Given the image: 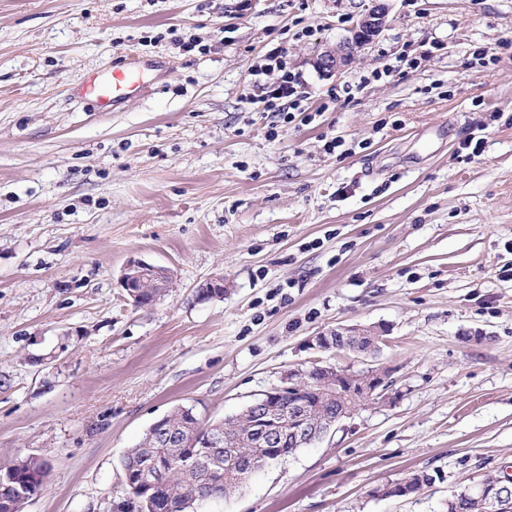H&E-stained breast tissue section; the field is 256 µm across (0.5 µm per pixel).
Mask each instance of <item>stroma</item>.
<instances>
[{
	"label": "stroma",
	"instance_id": "1",
	"mask_svg": "<svg viewBox=\"0 0 512 512\" xmlns=\"http://www.w3.org/2000/svg\"><path fill=\"white\" fill-rule=\"evenodd\" d=\"M236 3L0 0V465H50L24 512H112L157 419L235 416L320 357L394 399L196 512H448L512 475V0H391L333 75L313 59L370 0ZM274 48L310 123L256 101ZM127 53L168 59L148 94L72 95ZM137 259L172 273L149 308L120 285ZM377 325L366 356L309 346ZM411 470L434 483L377 495Z\"/></svg>",
	"mask_w": 512,
	"mask_h": 512
}]
</instances>
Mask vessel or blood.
<instances>
[{
	"instance_id": "b4317fda",
	"label": "vessel or blood",
	"mask_w": 512,
	"mask_h": 512,
	"mask_svg": "<svg viewBox=\"0 0 512 512\" xmlns=\"http://www.w3.org/2000/svg\"><path fill=\"white\" fill-rule=\"evenodd\" d=\"M168 68L169 64L164 59H153L145 63L138 57L129 55L109 73L85 77L80 84L79 92L81 96L90 98L94 110L116 112L121 110L131 97L148 92L150 83L143 76L144 70H151L159 76Z\"/></svg>"
}]
</instances>
